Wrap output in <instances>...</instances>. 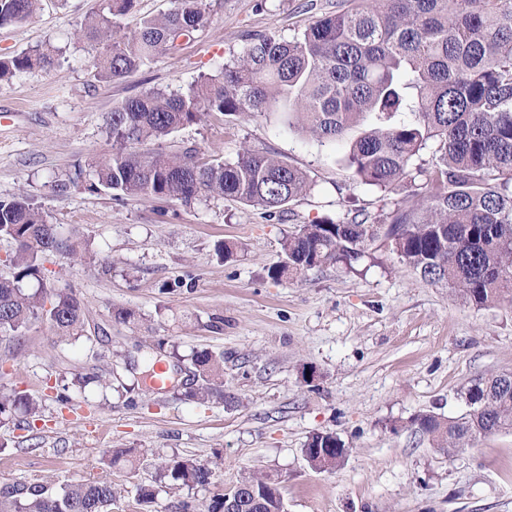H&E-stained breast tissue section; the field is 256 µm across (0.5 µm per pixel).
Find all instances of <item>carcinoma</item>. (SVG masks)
<instances>
[{
	"label": "carcinoma",
	"mask_w": 512,
	"mask_h": 512,
	"mask_svg": "<svg viewBox=\"0 0 512 512\" xmlns=\"http://www.w3.org/2000/svg\"><path fill=\"white\" fill-rule=\"evenodd\" d=\"M135 3L100 0L76 29L106 45L96 65L108 79L147 66L210 24L206 0H174L168 13L125 32L120 18ZM39 8L40 0H0V27L24 23ZM54 62L49 48L0 59V83ZM275 108L322 145L367 123L349 147L353 179L385 190L407 181L420 202L404 199L387 211L298 225L283 241L281 259L268 268L271 279L302 280L327 264L350 265L372 242L389 238L401 264L449 288L461 302L478 309L512 306V0H355L290 39L252 35L218 74L177 93L152 89L115 106L106 116L112 154L75 168L56 190L73 186L118 202L148 197L184 206L231 197L280 217L309 188L305 173L291 164L248 148L233 162H202L192 148L175 154L142 149L209 114ZM427 148L433 167L411 168ZM0 239L13 244L5 259L12 276L0 277V336L15 338L40 318L60 342L81 338L84 304L71 288L45 292L41 258L51 252L90 257L89 242L63 236L23 194L0 200ZM113 317L124 324L143 320L129 307L114 309ZM190 363L187 399L232 400L224 391V354L196 349ZM114 376L109 365L73 373L63 379L59 401L68 402L71 389H110ZM462 395L469 407L462 417L429 411L414 418L416 431L434 447L459 453L512 429L511 375L473 379ZM42 408L40 399L0 391L1 422L19 413L36 417ZM302 453L313 469L329 472L345 460L346 445L332 432H314ZM156 470L155 485L137 488L138 503L153 502L161 491L212 484V471L191 457L164 458ZM118 501L108 480L74 482L59 491L38 479L0 487V512H112ZM226 504L233 512H285L278 481L250 473L205 501L182 502L181 512H224Z\"/></svg>",
	"instance_id": "cac0c4a2"
}]
</instances>
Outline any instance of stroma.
Segmentation results:
<instances>
[{
	"mask_svg": "<svg viewBox=\"0 0 512 512\" xmlns=\"http://www.w3.org/2000/svg\"><path fill=\"white\" fill-rule=\"evenodd\" d=\"M207 3L205 32L115 81L101 77L97 50L74 34L99 0H43L30 21L0 28V57L44 45L60 50L51 68L0 86V199L29 194L49 222L97 254L44 261L47 287L73 289L83 301L85 338L55 342L36 320L19 341L0 340V391L21 390L43 404L30 424H0V486L105 479L121 489L122 512H180L181 501L203 500V493L185 488L139 505L135 492L153 484L156 458L189 456L211 469L215 492L247 471L279 476L287 512H512V429L450 454L413 425L424 411L464 414L463 387L512 371V307L465 305L379 245L354 267L330 264L298 284L268 275L296 225L376 212L381 199L408 197V183L384 191L354 181L347 144L320 145L274 111L211 114L157 147H192L201 159L227 161L247 147L302 169L310 189L283 217L232 198L162 206L54 190L75 167L110 154L105 119L116 104L153 88L180 91L237 59L249 35L291 38L342 0ZM222 241L237 246L225 261L215 254ZM178 277L183 287L167 291ZM117 306L139 310L143 322L116 321ZM215 317L223 318L221 329L211 328ZM152 339L183 356L200 348L223 354L233 403L204 406L173 390L135 391L125 370L118 390L76 391L69 404L55 402L59 376L102 367L116 354L142 361ZM309 370L315 377L308 383ZM315 431L348 445L335 471H316L304 459ZM120 448L153 454L132 470L104 465L106 453Z\"/></svg>",
	"mask_w": 512,
	"mask_h": 512,
	"instance_id": "stroma-1",
	"label": "stroma"
}]
</instances>
